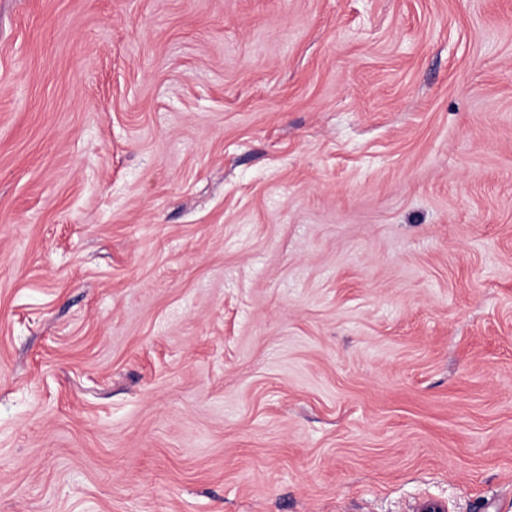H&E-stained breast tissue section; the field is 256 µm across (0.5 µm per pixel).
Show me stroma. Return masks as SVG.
I'll list each match as a JSON object with an SVG mask.
<instances>
[{"label":"stroma","instance_id":"obj_1","mask_svg":"<svg viewBox=\"0 0 512 512\" xmlns=\"http://www.w3.org/2000/svg\"><path fill=\"white\" fill-rule=\"evenodd\" d=\"M512 512V0H0V512Z\"/></svg>","mask_w":512,"mask_h":512}]
</instances>
